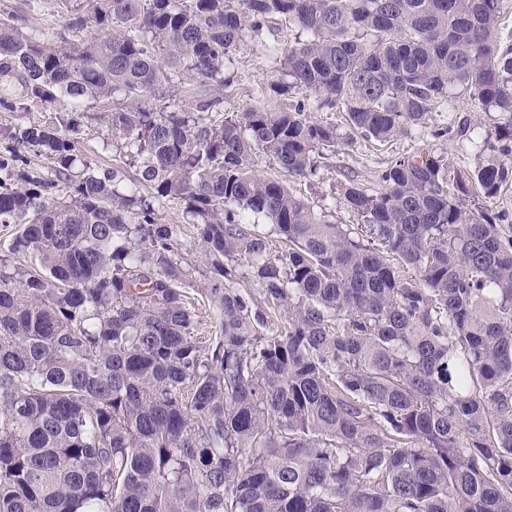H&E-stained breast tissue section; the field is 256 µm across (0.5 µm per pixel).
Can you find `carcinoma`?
Wrapping results in <instances>:
<instances>
[{
  "mask_svg": "<svg viewBox=\"0 0 512 512\" xmlns=\"http://www.w3.org/2000/svg\"><path fill=\"white\" fill-rule=\"evenodd\" d=\"M502 3L30 5L58 31L0 7V108L18 113L0 224L19 226L0 256V512H512V224L488 208L512 179ZM262 39L278 74L230 110ZM455 88L504 116L490 154L464 177L403 156L379 191L340 184L355 224L255 167L318 180L339 134L313 113L389 141ZM87 108L122 165L76 152ZM171 205L214 281L205 341Z\"/></svg>",
  "mask_w": 512,
  "mask_h": 512,
  "instance_id": "cac0c4a2",
  "label": "carcinoma"
}]
</instances>
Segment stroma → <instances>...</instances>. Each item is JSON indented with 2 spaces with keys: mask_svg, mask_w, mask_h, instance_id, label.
<instances>
[{
  "mask_svg": "<svg viewBox=\"0 0 512 512\" xmlns=\"http://www.w3.org/2000/svg\"><path fill=\"white\" fill-rule=\"evenodd\" d=\"M236 68L238 80L231 90V104L241 108L250 105L253 86L272 77L273 64L264 45L255 41L241 55ZM500 118V113L474 106L466 94L455 93L448 103L431 113L427 124L411 134L385 144L354 136L352 142L338 143L335 152L322 160L320 182L311 184L293 179L289 185L314 204L326 206L334 222L352 224L356 218L338 192L343 175H350L360 186L375 190L379 187L378 172L392 159L407 155L442 157L452 169L469 172L482 158L484 139ZM438 128L445 129V136L435 137Z\"/></svg>",
  "mask_w": 512,
  "mask_h": 512,
  "instance_id": "stroma-1",
  "label": "stroma"
}]
</instances>
